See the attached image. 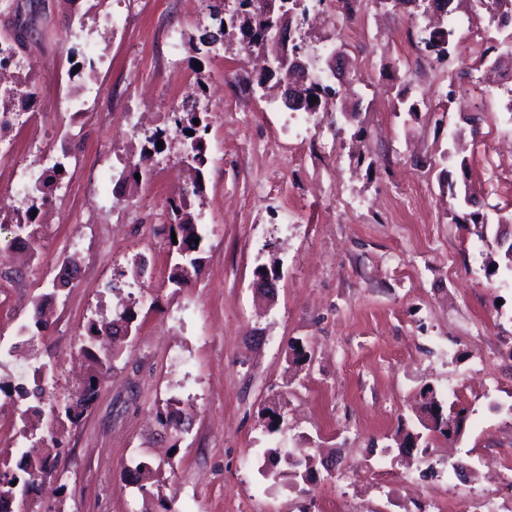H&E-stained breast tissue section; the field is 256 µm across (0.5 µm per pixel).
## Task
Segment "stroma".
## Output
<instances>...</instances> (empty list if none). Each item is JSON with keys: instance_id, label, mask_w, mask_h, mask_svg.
I'll list each match as a JSON object with an SVG mask.
<instances>
[{"instance_id": "1", "label": "stroma", "mask_w": 512, "mask_h": 512, "mask_svg": "<svg viewBox=\"0 0 512 512\" xmlns=\"http://www.w3.org/2000/svg\"><path fill=\"white\" fill-rule=\"evenodd\" d=\"M16 3L0 17V36L30 67L58 72L25 102L38 122L18 131L17 156L38 166L31 142L52 145L70 133L81 151L65 175V217L45 225L39 263L6 254L14 227L0 226V343L39 319L35 303L67 256L78 254L80 269L41 318L34 350L0 357V380L34 386L24 367L50 362L47 388L63 399L87 372L80 344L90 318L111 319L134 295L140 323L85 416L66 427L59 472L33 495L34 512H434L442 498L454 512H480L489 500L512 512V483L496 481L493 464L512 454V273L497 266L495 241L497 216L512 212V68L485 88L477 77L487 65L471 49L476 32L485 47L501 40L496 25L468 0H453L450 55L435 73L409 48L426 22L419 0H361L351 19L331 13L292 29L309 55L345 46L352 69L349 89L335 111L315 113L304 159L292 164L290 112L264 111L261 99L286 87L266 75L263 50L240 53L239 27L227 26L216 51L201 57L195 44L216 28L183 0ZM116 11L128 22L104 49L103 101L73 123L58 89L81 78L62 41L74 15ZM172 27L182 33L175 56L165 39ZM198 67L209 85L203 202L224 217L206 225L201 276L178 287L168 280L167 202L177 194L179 157L159 154L168 176L127 183L151 223L96 211L94 191L126 145V108H166ZM401 96L416 111H396ZM479 97L485 113L474 138L464 118ZM466 185L490 220L485 236L459 205ZM291 202L300 223H272ZM261 264L280 270L270 304L252 288ZM297 341L307 360L292 370ZM429 389L445 412H463L458 434H431L424 453L398 447L397 430L413 429ZM172 398L191 411L185 432L157 421ZM268 407L285 415L273 434ZM297 447L319 458L300 490L286 462L272 474L265 459L266 449ZM135 459L163 465L150 499L124 479ZM381 460L385 477L370 480ZM460 461L475 478L450 473Z\"/></svg>"}]
</instances>
